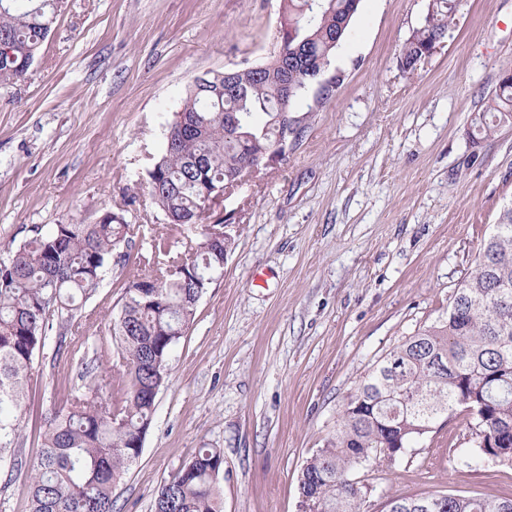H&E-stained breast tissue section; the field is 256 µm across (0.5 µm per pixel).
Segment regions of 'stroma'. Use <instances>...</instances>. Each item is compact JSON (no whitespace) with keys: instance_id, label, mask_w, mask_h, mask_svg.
Wrapping results in <instances>:
<instances>
[{"instance_id":"stroma-1","label":"stroma","mask_w":512,"mask_h":512,"mask_svg":"<svg viewBox=\"0 0 512 512\" xmlns=\"http://www.w3.org/2000/svg\"><path fill=\"white\" fill-rule=\"evenodd\" d=\"M430 0H360L325 85L293 104L287 158L209 212L234 240L174 346L140 457L114 512H154L158 488L200 448L224 455L222 512H299L300 471L336 431L373 365L448 309L478 248L512 208V123L473 135L512 71V0H458L432 56L401 50ZM282 0H65L26 79L0 86V248L105 211L129 224L79 334L49 336L0 512H30L26 477L54 408L85 366H118L112 320L165 223L146 175L197 76L278 49ZM469 418L438 421L387 471L358 470L369 512L430 493L512 496V466L473 452Z\"/></svg>"}]
</instances>
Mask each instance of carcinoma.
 <instances>
[{
    "label": "carcinoma",
    "mask_w": 512,
    "mask_h": 512,
    "mask_svg": "<svg viewBox=\"0 0 512 512\" xmlns=\"http://www.w3.org/2000/svg\"><path fill=\"white\" fill-rule=\"evenodd\" d=\"M62 0H0V38L13 59L0 60V84L22 80L50 35ZM360 0H284L279 49L288 59L296 92L311 71L330 60L358 10ZM456 0H439L416 39L404 46L410 67L444 37ZM234 92H224V74L194 81L171 124L174 146L149 171L148 195L167 223L150 245L151 274L125 288L112 339L125 374L118 381L87 371L89 381L54 412L42 452L29 475L31 512H113V490L141 452L168 377L172 348L193 323L198 289L171 269L192 263L219 278L224 243L207 244L203 223L206 190L233 181L247 160L263 162L274 150L281 98L275 61L260 70L238 69ZM242 118L237 136L224 114ZM512 121V73L472 124L491 136ZM199 224L191 252L175 251L174 231ZM129 225L110 211L93 224H55L38 231L0 264V455L15 447L34 357L57 326L63 336L79 327L80 303L96 291L103 270L127 243ZM158 287L150 288V282ZM476 422L474 453L512 465V210L478 249L474 267L448 298L444 318L406 339L366 374L342 405L336 433L303 465L300 512H369L370 486L359 469L397 462L436 423L456 413ZM224 455L200 448L158 490L154 512H219L218 480ZM394 512H512V498L462 494L396 496Z\"/></svg>",
    "instance_id": "carcinoma-1"
}]
</instances>
